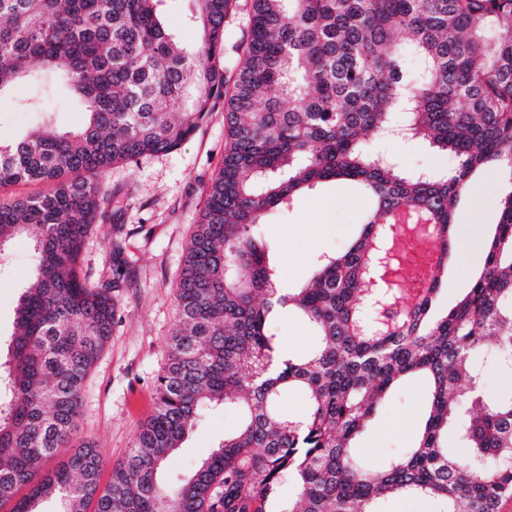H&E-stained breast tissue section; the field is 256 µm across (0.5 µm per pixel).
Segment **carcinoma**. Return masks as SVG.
Wrapping results in <instances>:
<instances>
[{"label":"carcinoma","instance_id":"cac0c4a2","mask_svg":"<svg viewBox=\"0 0 512 512\" xmlns=\"http://www.w3.org/2000/svg\"><path fill=\"white\" fill-rule=\"evenodd\" d=\"M161 2L0 0V95L26 85L22 106L42 114L37 133L0 144V189L54 186L0 200V246L36 242L0 362V503L25 487L11 512H38L49 496L59 512H382L395 495L438 512H498L512 495V395L483 394L474 356L512 374V0H245L248 38L229 47L243 55L230 81L215 60L236 0H184L192 45L167 31ZM57 91L82 106L81 129L60 132L43 108ZM220 99L229 141L174 286L178 328L155 411L104 489L90 445L45 477L116 316L118 281H93L80 265L112 205L105 173L177 149ZM402 110L407 137L447 151L450 171L404 172L369 148ZM488 169L509 189L483 269L438 315L456 205ZM331 182L368 198L360 232L318 256L305 285L286 286L259 227ZM403 211L432 226L439 265L409 304L390 282L377 331L365 323L366 270L376 248L398 254L381 230ZM285 307L316 336L301 357L274 330ZM408 376L425 379L428 416L403 456L370 470L356 439ZM293 389L309 402L299 419L278 410ZM212 407L233 408L237 427L190 474L165 480Z\"/></svg>","mask_w":512,"mask_h":512}]
</instances>
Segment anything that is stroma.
I'll return each instance as SVG.
<instances>
[{"mask_svg": "<svg viewBox=\"0 0 512 512\" xmlns=\"http://www.w3.org/2000/svg\"><path fill=\"white\" fill-rule=\"evenodd\" d=\"M27 94V88L20 87L0 98V141L10 142L39 128V115L21 105ZM226 145L224 106L219 103L178 149L114 165L105 175L112 214L87 239L82 260L93 278L119 280L120 312L110 341L87 377L77 432L79 440L95 445L108 462L100 485L109 483L110 463L128 453L139 426L154 411V386L177 326L173 287L201 220L204 190L223 164ZM373 148L394 156L408 172L451 165L445 153L420 139L379 138ZM499 189V176L491 170L477 175L472 194L461 197L456 230L461 233L468 225H478L479 239L466 260L449 264L437 311L452 307L482 267L497 222ZM367 208V199L351 186L331 184L300 196L273 223L262 225L260 232L271 246L270 262L280 281L301 283L318 255L346 249ZM116 240L123 247L126 265H118L112 255ZM34 253L35 242L25 235L0 251L1 345L9 343L18 300L31 283ZM426 396V383L417 377L393 389L372 426L356 442L368 468H381L407 450L419 429ZM237 422L235 412H208L169 457L165 473H188Z\"/></svg>", "mask_w": 512, "mask_h": 512, "instance_id": "1", "label": "stroma"}]
</instances>
